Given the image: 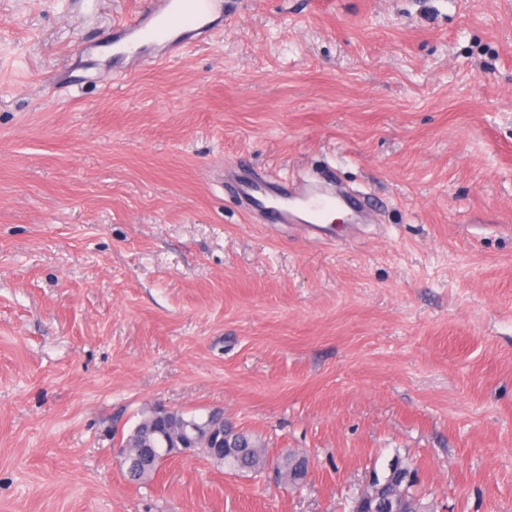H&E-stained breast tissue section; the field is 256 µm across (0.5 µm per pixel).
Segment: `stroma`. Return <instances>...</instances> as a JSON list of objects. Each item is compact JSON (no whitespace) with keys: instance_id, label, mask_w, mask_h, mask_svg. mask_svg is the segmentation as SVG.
I'll return each mask as SVG.
<instances>
[{"instance_id":"stroma-1","label":"stroma","mask_w":512,"mask_h":512,"mask_svg":"<svg viewBox=\"0 0 512 512\" xmlns=\"http://www.w3.org/2000/svg\"><path fill=\"white\" fill-rule=\"evenodd\" d=\"M141 2L0 0V512H349L396 458L434 512H512V0H240L118 80L100 42ZM234 161L377 209L261 223ZM155 405L307 485L129 481Z\"/></svg>"}]
</instances>
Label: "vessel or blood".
<instances>
[{
  "label": "vessel or blood",
  "instance_id": "obj_1",
  "mask_svg": "<svg viewBox=\"0 0 512 512\" xmlns=\"http://www.w3.org/2000/svg\"><path fill=\"white\" fill-rule=\"evenodd\" d=\"M191 0H144L142 7L112 25V54L117 59L134 57L156 62L179 54L203 39L211 23L198 13H190ZM239 192L249 213L266 224H303L310 235L327 234L326 215L337 204L335 196L322 188L297 195L285 184L243 178Z\"/></svg>",
  "mask_w": 512,
  "mask_h": 512
}]
</instances>
